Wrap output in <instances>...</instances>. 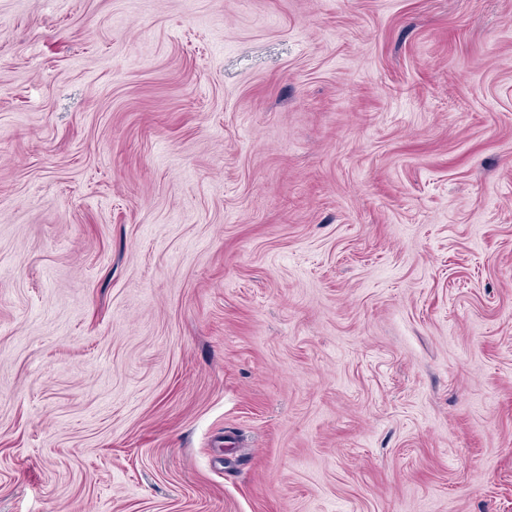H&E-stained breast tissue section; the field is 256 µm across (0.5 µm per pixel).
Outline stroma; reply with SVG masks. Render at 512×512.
<instances>
[{
    "label": "stroma",
    "mask_w": 512,
    "mask_h": 512,
    "mask_svg": "<svg viewBox=\"0 0 512 512\" xmlns=\"http://www.w3.org/2000/svg\"><path fill=\"white\" fill-rule=\"evenodd\" d=\"M0 512H512V0H0Z\"/></svg>",
    "instance_id": "stroma-1"
}]
</instances>
